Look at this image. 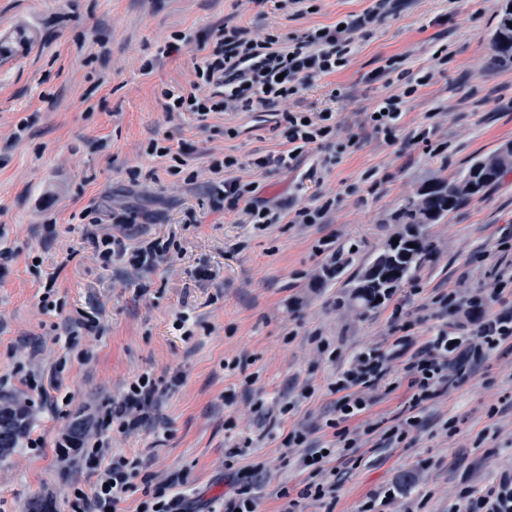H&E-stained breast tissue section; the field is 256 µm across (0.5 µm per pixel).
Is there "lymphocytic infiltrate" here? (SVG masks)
<instances>
[{"instance_id": "lymphocytic-infiltrate-1", "label": "lymphocytic infiltrate", "mask_w": 512, "mask_h": 512, "mask_svg": "<svg viewBox=\"0 0 512 512\" xmlns=\"http://www.w3.org/2000/svg\"><path fill=\"white\" fill-rule=\"evenodd\" d=\"M392 0H375L372 7L345 18L343 24L322 26L304 36L288 40L269 33L252 37L243 27L222 33L212 49L194 65L195 78L189 88L163 90V108L168 112H189L198 120H207L216 112L274 111L280 102L295 97L305 82L317 76L334 74L349 62L354 36L366 32L376 19L387 12ZM288 137L281 151L241 161L237 156L212 158L209 170L216 177L212 187L215 196L231 208L240 209L250 224H321L332 208L331 201L315 207L284 209L270 205L257 195L255 182L237 177V169L286 167L294 157L304 156L312 145L331 141L337 126L333 110L319 112H285ZM168 245L158 239L147 241L136 249H128L123 238L103 236L97 242V254L103 261L126 257L131 268L154 266L165 255ZM508 279L498 281L491 295L448 292L433 299L440 311L465 312L451 327L439 328L424 342L401 336L394 340L390 353L373 348L363 349L344 369L332 386L336 393L337 416L329 426L335 445L329 450L313 449L302 461L304 470L319 473L330 457L355 453L362 436L372 434L377 426H354L356 417L369 409L365 389L384 381L392 361H399L402 379L407 384V400L401 419L388 426L384 435L390 442L403 441L419 424L424 403L436 397L463 374L467 367L480 361L486 350L512 343V306H505ZM501 301L502 307L485 314L488 298ZM155 394L149 375H140L123 397L112 404V420L122 430L140 427L148 416ZM138 474L136 461L118 457L104 465L98 473V489L94 497L80 496L74 512H117L119 504ZM461 507L456 512H512V472L502 475L490 488L478 490L464 487Z\"/></svg>"}]
</instances>
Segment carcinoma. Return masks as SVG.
Masks as SVG:
<instances>
[{
    "instance_id": "obj_1",
    "label": "carcinoma",
    "mask_w": 512,
    "mask_h": 512,
    "mask_svg": "<svg viewBox=\"0 0 512 512\" xmlns=\"http://www.w3.org/2000/svg\"><path fill=\"white\" fill-rule=\"evenodd\" d=\"M491 47L497 58L512 61V26L505 22L503 10L499 13ZM511 171L512 144L490 157L474 158L453 181L434 180L423 186L416 198L406 200L395 213L394 221L405 225L406 233L385 246L389 264L377 273L373 272V265H368L357 276L353 299L370 310L376 308V298L393 295L432 255V245L422 233L423 226L438 223ZM28 426L26 406L16 403L0 406V458L18 447L27 435Z\"/></svg>"
}]
</instances>
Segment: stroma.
I'll use <instances>...</instances> for the list:
<instances>
[{"instance_id": "1", "label": "stroma", "mask_w": 512, "mask_h": 512, "mask_svg": "<svg viewBox=\"0 0 512 512\" xmlns=\"http://www.w3.org/2000/svg\"><path fill=\"white\" fill-rule=\"evenodd\" d=\"M373 0H0V36L25 29L30 42L0 59V401L29 405L25 440L0 460V512H27L35 498L72 512L97 481L88 460H137L139 474L120 512H138L165 487L193 512H224L237 473L263 464L258 512H359L370 494L399 476L415 481L385 512H455L460 491L489 487L512 471V345L503 344L426 402L405 441L368 435L354 456L320 473L300 471L303 450L284 445L301 429L311 448L330 446L336 415L330 390L362 348L388 351L399 337L392 313L418 340L445 319L439 292H492L512 254L498 238L512 226V172L425 232L432 259L395 300L363 311L355 278L403 233L394 213L420 187L453 179L476 156L512 144V63L497 60L491 37L503 0H395L372 31L357 37L346 67L308 81L292 111L336 114L335 139L289 168L246 169L258 195L284 205L332 200L322 224L243 223L215 197L186 191L190 171L211 155L242 159L281 150L284 128L263 112H220L201 122L166 112L161 92L194 78L195 44L224 27L293 38L361 13ZM190 42L163 49L174 33ZM429 72L408 96L394 140L368 114L401 93L377 77L382 66ZM344 95L332 99L333 88ZM430 128L428 142L416 135ZM179 148L185 161L148 155L150 141ZM140 170L131 181V170ZM91 211L97 225L82 220ZM130 212L142 241H170L156 266L137 272L103 265L91 233L112 232ZM340 254L321 274L316 249ZM202 270L214 272L199 279ZM53 290H46L49 274ZM93 320L91 331L76 320ZM236 369H228L230 361ZM156 381L151 418L125 432L109 421L114 400L141 374ZM400 370L366 390L369 419L399 417ZM288 413H281L283 403ZM245 446L230 457L232 447ZM324 499L301 498L307 483Z\"/></svg>"}]
</instances>
